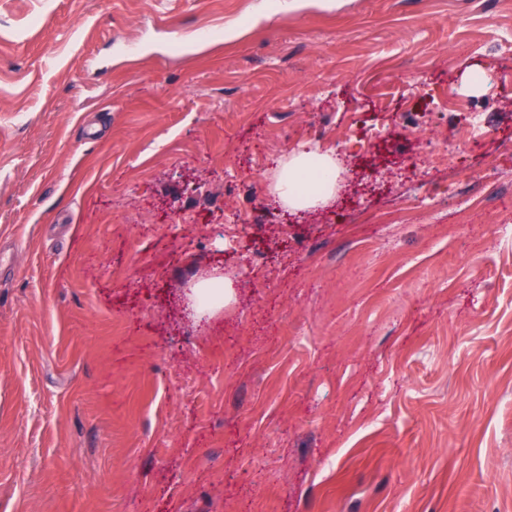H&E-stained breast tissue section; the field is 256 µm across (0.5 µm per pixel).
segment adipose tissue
<instances>
[{
    "mask_svg": "<svg viewBox=\"0 0 512 512\" xmlns=\"http://www.w3.org/2000/svg\"><path fill=\"white\" fill-rule=\"evenodd\" d=\"M338 175L335 156L314 145L279 161L271 189L285 208L314 210L334 197ZM190 296L198 314L214 315L234 301V281L225 274L200 279L191 287Z\"/></svg>",
    "mask_w": 512,
    "mask_h": 512,
    "instance_id": "adipose-tissue-1",
    "label": "adipose tissue"
}]
</instances>
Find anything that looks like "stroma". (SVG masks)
Returning a JSON list of instances; mask_svg holds the SVG:
<instances>
[{
    "label": "stroma",
    "instance_id": "1",
    "mask_svg": "<svg viewBox=\"0 0 512 512\" xmlns=\"http://www.w3.org/2000/svg\"><path fill=\"white\" fill-rule=\"evenodd\" d=\"M0 512H512V0H0ZM312 171L320 175L319 179L306 188H299L300 178ZM338 175L335 156L314 145L294 151L279 161L273 173L271 189L285 208L314 210L325 206L334 197ZM234 281L229 275L200 279L190 289L197 313L213 316L235 300Z\"/></svg>",
    "mask_w": 512,
    "mask_h": 512
}]
</instances>
